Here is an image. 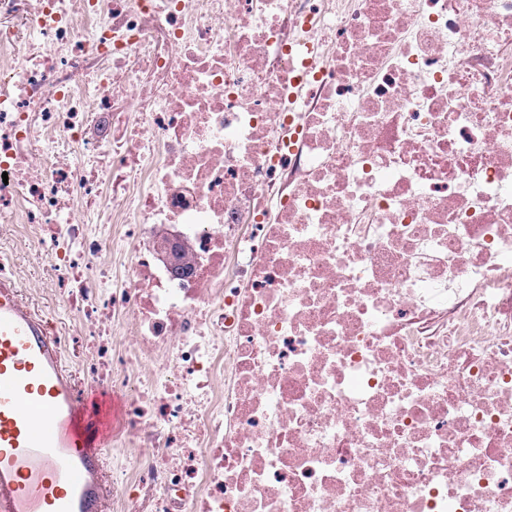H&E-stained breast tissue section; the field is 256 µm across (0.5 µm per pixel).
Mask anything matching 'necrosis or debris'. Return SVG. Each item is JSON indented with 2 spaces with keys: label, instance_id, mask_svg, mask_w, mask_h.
Here are the masks:
<instances>
[{
  "label": "necrosis or debris",
  "instance_id": "1",
  "mask_svg": "<svg viewBox=\"0 0 512 512\" xmlns=\"http://www.w3.org/2000/svg\"><path fill=\"white\" fill-rule=\"evenodd\" d=\"M3 172L101 512H512V0H0Z\"/></svg>",
  "mask_w": 512,
  "mask_h": 512
}]
</instances>
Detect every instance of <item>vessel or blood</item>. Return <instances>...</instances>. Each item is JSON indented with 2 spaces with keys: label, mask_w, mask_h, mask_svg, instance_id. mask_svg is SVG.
I'll return each instance as SVG.
<instances>
[{
  "label": "vessel or blood",
  "mask_w": 512,
  "mask_h": 512,
  "mask_svg": "<svg viewBox=\"0 0 512 512\" xmlns=\"http://www.w3.org/2000/svg\"><path fill=\"white\" fill-rule=\"evenodd\" d=\"M59 337L0 282V512H100L108 427L76 392Z\"/></svg>",
  "instance_id": "1"
}]
</instances>
